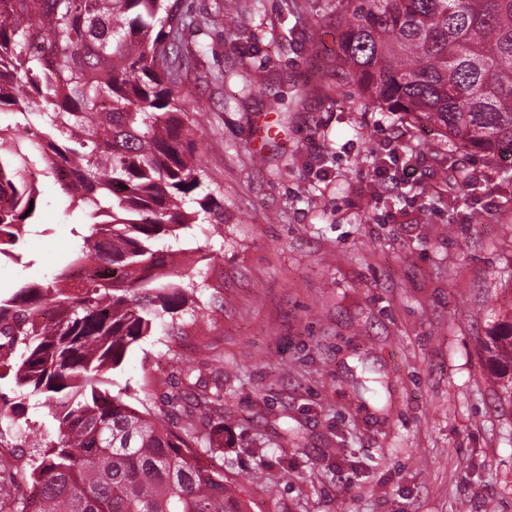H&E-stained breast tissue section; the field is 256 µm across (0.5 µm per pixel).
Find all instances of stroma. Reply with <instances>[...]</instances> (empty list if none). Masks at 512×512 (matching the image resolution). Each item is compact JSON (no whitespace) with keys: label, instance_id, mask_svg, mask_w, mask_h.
Instances as JSON below:
<instances>
[{"label":"stroma","instance_id":"stroma-1","mask_svg":"<svg viewBox=\"0 0 512 512\" xmlns=\"http://www.w3.org/2000/svg\"><path fill=\"white\" fill-rule=\"evenodd\" d=\"M223 2L180 0L175 94L203 105L224 221L182 234L201 275L180 332L115 381L176 431L210 415L191 381L220 393L224 476L251 512H512V395L484 352L512 312V162L364 107L326 63L323 0H240L230 30ZM38 188L0 290L52 279L79 244L84 215L53 177Z\"/></svg>","mask_w":512,"mask_h":512}]
</instances>
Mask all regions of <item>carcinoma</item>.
<instances>
[{"label":"carcinoma","mask_w":512,"mask_h":512,"mask_svg":"<svg viewBox=\"0 0 512 512\" xmlns=\"http://www.w3.org/2000/svg\"><path fill=\"white\" fill-rule=\"evenodd\" d=\"M325 3L342 12L334 63L362 103L512 158V0ZM183 24L169 0H0V109L18 108L0 126V258L21 259L40 176L90 219L52 280L0 294V442L17 449L0 461V512H247L217 462L224 415L176 432L109 378L196 288L184 250L156 239L224 223L197 111L174 95ZM485 354L512 395L511 315Z\"/></svg>","instance_id":"cac0c4a2"}]
</instances>
